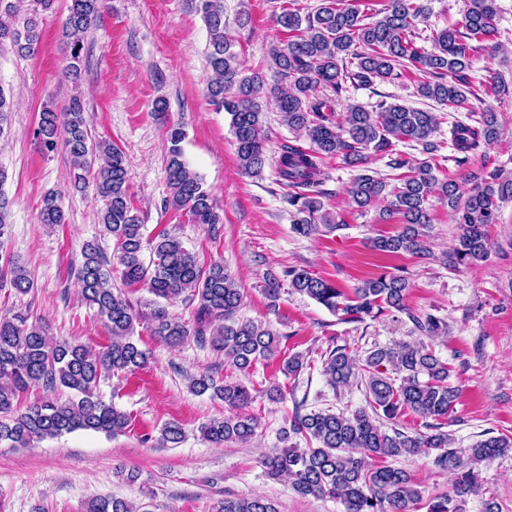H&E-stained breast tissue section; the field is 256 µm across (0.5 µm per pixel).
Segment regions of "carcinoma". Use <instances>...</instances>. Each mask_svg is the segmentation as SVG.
I'll list each match as a JSON object with an SVG mask.
<instances>
[{
  "label": "carcinoma",
  "mask_w": 512,
  "mask_h": 512,
  "mask_svg": "<svg viewBox=\"0 0 512 512\" xmlns=\"http://www.w3.org/2000/svg\"><path fill=\"white\" fill-rule=\"evenodd\" d=\"M295 0L279 6L275 22L288 33V40L269 50L271 69L278 82L270 85L258 73L248 72L234 43L224 35V0H198L208 28L207 95L210 102L230 118L237 160L242 174L257 178L274 163L284 195L291 208L292 230L302 238L331 232L340 227L323 198L327 158L341 157L352 166L364 165L369 156L386 160V166L401 171L399 184L371 171L357 175L347 189L352 204L361 210L380 207V219L398 218L400 233L372 240L380 253L431 255L427 228L431 223L429 199L448 206L459 226L447 254L450 266H474L491 255L493 243L486 227L499 221V204L512 199V177L499 167L481 166L462 181L439 180L435 174L433 140L442 124L430 110L410 108L380 99L374 105H347L343 121L334 120L333 104L348 87L372 89L412 71L423 75L417 93L432 101L451 118L453 161L469 163L480 147L500 136L497 113L478 112L471 100H481V89L472 86L469 71L475 53L500 36L496 24V0H466L460 27L440 32L427 40L417 31L427 7L423 0H382L380 7L365 14L354 0H320L309 11L293 7ZM23 26L0 24V45L9 42L20 55L35 53L42 41L38 9L49 10L54 0H35ZM104 0H71L62 27L66 73L78 79L85 37L101 16ZM431 42L426 46L425 42ZM272 99L288 127L302 134L305 148L283 144L278 155L266 152V112L263 101ZM467 110V121L454 113ZM12 103L0 91V137L10 129ZM42 151L53 152L63 143L73 168V186L88 187L85 172L100 159L94 177L95 194L104 208L100 221L119 250L122 287L112 284V269L99 247L91 242L82 248L83 262L77 276L86 303L104 321L110 344L102 351L77 340H53L47 325L29 321L18 312L0 318V443L12 448L29 447L47 438L76 430L116 436L125 433L130 417L99 394L100 381L115 372H133L144 367L150 351L133 340L140 321L126 289L142 286L167 302L188 293L197 301L193 324L172 316L163 306L150 313L151 332L161 342L177 346L190 339L200 347L224 353V364L239 373L235 379L220 378L213 371L189 378L196 395L208 394L224 402L230 414L201 424L202 437L213 444H247L258 436L260 422L245 412L254 402L248 376L254 366L278 353L281 333L269 323L239 316L243 295L233 276L220 261L200 267L182 240L161 232L144 242L143 228L133 213L128 195V169L123 152L107 141H95L88 130L81 98L73 96L63 112L47 110L35 130ZM179 127L169 129L166 167L169 204L184 211L194 224L214 227L223 217L199 176L189 169L180 143ZM414 143L425 158L397 149ZM41 223H64L59 199L54 193L42 198ZM150 250L144 257V250ZM9 277L11 287L25 294L32 287L24 266L0 267V280ZM288 290L315 301L343 322H363L389 313H405L421 335L432 338L447 332L445 321L429 312L415 314L407 305L411 284L407 277L381 274L368 277L351 291L306 269L290 266L283 277H269L264 286L268 307L279 308L283 282ZM307 367L296 354L285 358L280 371L288 379ZM452 369L422 340L373 346L364 358L346 347H335L323 361V374L335 390L361 383L366 405L354 411H304L295 403L290 424L281 428V447L262 454L261 465L273 478L286 477L302 496L342 502L346 512H414L423 501L422 491L407 470L395 466L401 458L436 451L435 465L450 474V491L426 500V512H466L471 496L480 492V465L512 451V438L489 436L469 448L452 447L444 431L459 398V388L450 382ZM39 389L44 396L20 407L23 394ZM68 392L64 400L56 397ZM414 415L427 420L426 431L408 432L400 419ZM304 438L309 446L293 442ZM185 431L177 421L166 423L158 439L162 447L183 442ZM216 512H278L263 496L226 498ZM87 512H140L116 497L88 502Z\"/></svg>",
  "instance_id": "obj_1"
}]
</instances>
